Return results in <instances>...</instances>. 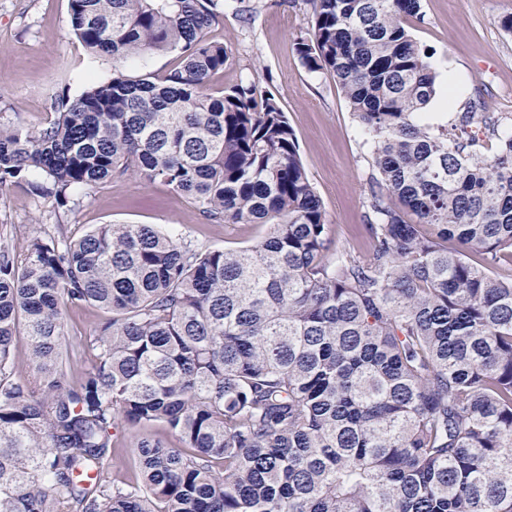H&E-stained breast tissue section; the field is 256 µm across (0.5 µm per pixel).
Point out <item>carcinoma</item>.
Segmentation results:
<instances>
[{
  "instance_id": "1",
  "label": "carcinoma",
  "mask_w": 512,
  "mask_h": 512,
  "mask_svg": "<svg viewBox=\"0 0 512 512\" xmlns=\"http://www.w3.org/2000/svg\"><path fill=\"white\" fill-rule=\"evenodd\" d=\"M93 58L175 53L159 81L118 69L32 130L0 125V184L144 175L226 224L194 251L149 224L0 241V512H512V134L482 158L427 107L440 85L408 30L421 0H314L294 43L331 75L373 146L364 261L329 218L275 95H215L219 0H68ZM110 313L73 383L65 312ZM27 337L30 377L14 342ZM146 433L139 478L114 430ZM162 425L175 448L147 433ZM143 430L137 427H131L123 425L117 432V446L118 448H125L123 453V460L121 469L119 472L109 465L106 472L104 473V480L106 482H112L116 476L122 478H134L136 475V459L133 453V442L135 438L142 434Z\"/></svg>"
}]
</instances>
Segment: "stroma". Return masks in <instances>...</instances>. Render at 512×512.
Returning <instances> with one entry per match:
<instances>
[{
  "label": "stroma",
  "mask_w": 512,
  "mask_h": 512,
  "mask_svg": "<svg viewBox=\"0 0 512 512\" xmlns=\"http://www.w3.org/2000/svg\"><path fill=\"white\" fill-rule=\"evenodd\" d=\"M312 14V0H224L207 36L227 46L229 60L207 89L255 77L274 93L331 221L335 247L364 259L369 184L376 174L372 146L333 78L307 70L294 50L296 40L311 35ZM509 15L512 0H422L421 17L412 24L438 75L462 80L456 111L436 116V123L483 157L495 153L497 133L512 131V34L500 25ZM112 72L111 60L90 59L74 35L68 0H0L1 124L46 126L57 116L54 96L76 97ZM467 112L475 118L465 125ZM43 182V175L30 172L0 186V236L16 256L33 236L77 239L99 224H151L199 251L245 247L266 232L262 224L208 221L191 199L138 176L71 189L64 207L37 192ZM105 319L93 305L68 308L66 338L83 350L72 378L92 364L84 347Z\"/></svg>",
  "instance_id": "obj_1"
}]
</instances>
